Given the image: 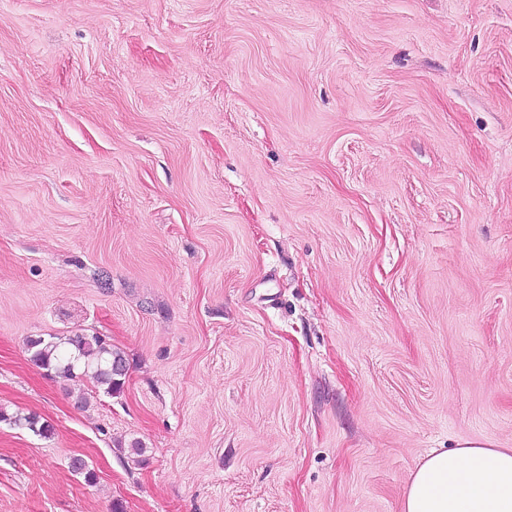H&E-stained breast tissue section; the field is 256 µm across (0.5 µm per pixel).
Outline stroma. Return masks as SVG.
Here are the masks:
<instances>
[{
    "label": "stroma",
    "mask_w": 512,
    "mask_h": 512,
    "mask_svg": "<svg viewBox=\"0 0 512 512\" xmlns=\"http://www.w3.org/2000/svg\"><path fill=\"white\" fill-rule=\"evenodd\" d=\"M79 330L119 394L31 362ZM0 409L52 426L0 512H402L512 448V0H0Z\"/></svg>",
    "instance_id": "obj_1"
}]
</instances>
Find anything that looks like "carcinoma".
I'll use <instances>...</instances> for the list:
<instances>
[{
  "label": "carcinoma",
  "mask_w": 512,
  "mask_h": 512,
  "mask_svg": "<svg viewBox=\"0 0 512 512\" xmlns=\"http://www.w3.org/2000/svg\"><path fill=\"white\" fill-rule=\"evenodd\" d=\"M70 350L61 351V343L47 341L42 337L28 341L31 361L38 367L58 376L73 379L80 370L95 369L99 382L106 386L107 393L113 395L121 391L127 371H119L115 365H126L123 352L95 333H75L64 337ZM8 422L24 427L38 436L51 434L49 424L34 415H10L0 409V422Z\"/></svg>",
  "instance_id": "cac0c4a2"
}]
</instances>
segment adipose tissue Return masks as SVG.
<instances>
[{
	"mask_svg": "<svg viewBox=\"0 0 512 512\" xmlns=\"http://www.w3.org/2000/svg\"><path fill=\"white\" fill-rule=\"evenodd\" d=\"M402 512H512V448L469 441L431 450L410 479Z\"/></svg>",
	"mask_w": 512,
	"mask_h": 512,
	"instance_id": "ef3b65f1",
	"label": "adipose tissue"
}]
</instances>
